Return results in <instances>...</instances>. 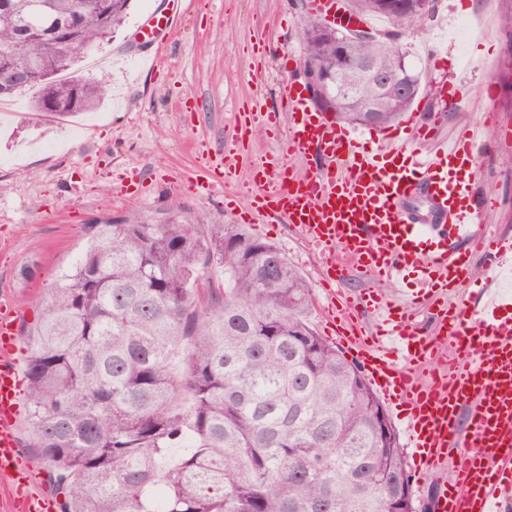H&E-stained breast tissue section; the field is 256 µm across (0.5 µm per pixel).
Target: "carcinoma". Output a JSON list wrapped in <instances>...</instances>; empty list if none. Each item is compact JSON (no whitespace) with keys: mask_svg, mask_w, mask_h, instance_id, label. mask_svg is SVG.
Segmentation results:
<instances>
[{"mask_svg":"<svg viewBox=\"0 0 512 512\" xmlns=\"http://www.w3.org/2000/svg\"><path fill=\"white\" fill-rule=\"evenodd\" d=\"M130 2L0 0V86L36 90L33 111L61 121L95 110L106 81L66 76L75 54L57 42L93 51ZM348 7L386 15L383 0ZM421 16L408 0L390 21L403 30ZM323 26L305 15L306 64L342 81L352 57L371 55L397 86L396 34L346 55ZM315 93L322 110L367 122L364 100ZM411 106L382 102L379 124ZM36 301L30 447L62 512H410L411 475L393 426H381L382 403L315 330L311 289L276 245L238 224L194 223L179 204L104 217Z\"/></svg>","mask_w":512,"mask_h":512,"instance_id":"1","label":"carcinoma"}]
</instances>
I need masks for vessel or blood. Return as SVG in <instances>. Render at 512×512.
<instances>
[{
    "label": "vessel or blood",
    "mask_w": 512,
    "mask_h": 512,
    "mask_svg": "<svg viewBox=\"0 0 512 512\" xmlns=\"http://www.w3.org/2000/svg\"><path fill=\"white\" fill-rule=\"evenodd\" d=\"M185 0H167L140 27L143 63L172 33ZM276 130L287 125L286 149L316 150L320 167L307 174L287 164L254 166L250 223L274 217L294 225L327 249L325 281H340L346 268L378 280L401 270L417 273L425 290L391 300L371 290L361 295L377 318L363 325L358 310L326 317L353 351L388 406L401 407V433L412 450L415 473H447L434 512H501L512 502V295L483 287L475 307L451 302L464 281L469 250L480 251L490 275L512 264V240L486 235L479 224L499 202L476 196L459 169L472 164L476 129L447 140L437 123L410 113L404 139L383 133V146L366 149L355 130L312 106L307 87L292 83L285 106L252 100L239 114ZM426 307L431 323L416 320ZM22 309L0 302V473L23 477L28 470L17 442L21 412L19 370L11 341ZM15 512H45L44 495L17 488Z\"/></svg>",
    "instance_id": "vessel-or-blood-1"
}]
</instances>
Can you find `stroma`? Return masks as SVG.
Here are the masks:
<instances>
[{"instance_id": "1", "label": "stroma", "mask_w": 512, "mask_h": 512, "mask_svg": "<svg viewBox=\"0 0 512 512\" xmlns=\"http://www.w3.org/2000/svg\"><path fill=\"white\" fill-rule=\"evenodd\" d=\"M165 3L132 0L114 36L95 52L78 54L71 76L108 81L96 111L53 122L32 115L31 92L0 102V298L17 300L24 311L15 330L20 366L28 364L27 334L42 315L36 296L78 261L95 220L131 209L153 214L177 201L199 221L240 224L257 162L283 161L302 174L314 167L312 156L283 151L285 133L237 126V113L251 98L278 107L291 82H307L303 17L312 0H190L160 67L144 72L133 34ZM509 16L512 0H434L400 42L423 88L412 109L439 118L441 132H460L495 112L490 138L475 151L473 183L478 195L503 201L484 224L512 237V144L500 139L512 127ZM465 18L479 33L463 29ZM261 34L268 46L258 58L253 44ZM444 81L469 92L455 109L432 91ZM240 132L246 148L228 180L224 154ZM248 231L286 255L312 290L314 328L336 341L322 317L325 251L287 224H252Z\"/></svg>"}]
</instances>
